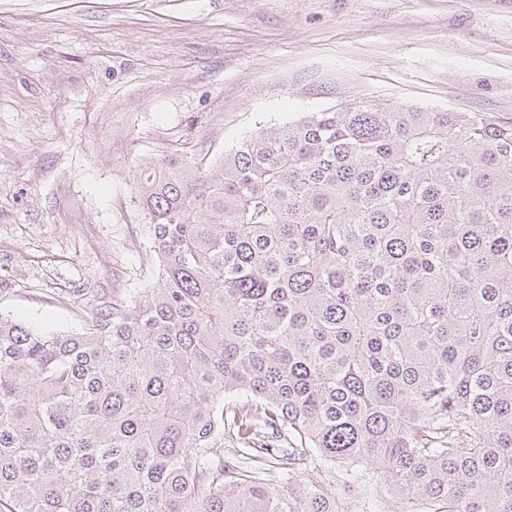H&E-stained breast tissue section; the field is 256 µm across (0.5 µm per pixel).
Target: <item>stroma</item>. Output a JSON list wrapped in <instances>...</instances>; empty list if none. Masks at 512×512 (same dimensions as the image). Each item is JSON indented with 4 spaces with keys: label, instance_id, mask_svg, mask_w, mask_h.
I'll return each mask as SVG.
<instances>
[{
    "label": "stroma",
    "instance_id": "1",
    "mask_svg": "<svg viewBox=\"0 0 512 512\" xmlns=\"http://www.w3.org/2000/svg\"><path fill=\"white\" fill-rule=\"evenodd\" d=\"M351 100L512 121V0H0V314L146 285L141 159Z\"/></svg>",
    "mask_w": 512,
    "mask_h": 512
}]
</instances>
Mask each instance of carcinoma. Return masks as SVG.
Here are the masks:
<instances>
[{"label":"carcinoma","instance_id":"obj_1","mask_svg":"<svg viewBox=\"0 0 512 512\" xmlns=\"http://www.w3.org/2000/svg\"><path fill=\"white\" fill-rule=\"evenodd\" d=\"M136 180L148 287L0 313L8 512H348L336 465L512 512V121L353 101Z\"/></svg>","mask_w":512,"mask_h":512}]
</instances>
